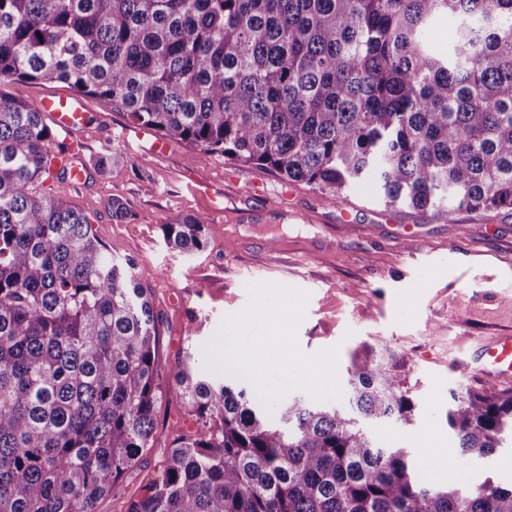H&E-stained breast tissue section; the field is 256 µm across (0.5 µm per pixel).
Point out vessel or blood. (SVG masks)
I'll use <instances>...</instances> for the list:
<instances>
[{"instance_id":"obj_1","label":"vessel or blood","mask_w":512,"mask_h":512,"mask_svg":"<svg viewBox=\"0 0 512 512\" xmlns=\"http://www.w3.org/2000/svg\"><path fill=\"white\" fill-rule=\"evenodd\" d=\"M41 108L50 115L54 125L65 136L66 149L57 153L52 163L53 168L66 169L67 177L72 183H83L86 179V171L77 162L83 146L79 141L73 140L72 134L87 123L86 112L78 102L65 96L43 98ZM482 357L486 373L490 378L502 385H512L511 334L497 336L483 342Z\"/></svg>"}]
</instances>
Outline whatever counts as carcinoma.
<instances>
[{
  "label": "carcinoma",
  "mask_w": 512,
  "mask_h": 512,
  "mask_svg": "<svg viewBox=\"0 0 512 512\" xmlns=\"http://www.w3.org/2000/svg\"><path fill=\"white\" fill-rule=\"evenodd\" d=\"M457 21L448 53L430 23ZM55 80L205 155L332 203L369 180L388 206L512 210V0H0V512H99L178 399L201 420L127 512H512V487H434L372 428L409 423L405 378L372 358L341 405L271 420L192 355L161 373L152 304L88 215L43 189L64 150L36 102ZM207 218L162 225L189 256ZM461 456L512 440V389L453 395Z\"/></svg>",
  "instance_id": "cac0c4a2"
}]
</instances>
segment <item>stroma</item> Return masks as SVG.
I'll list each match as a JSON object with an SVG mask.
<instances>
[{
  "label": "stroma",
  "mask_w": 512,
  "mask_h": 512,
  "mask_svg": "<svg viewBox=\"0 0 512 512\" xmlns=\"http://www.w3.org/2000/svg\"><path fill=\"white\" fill-rule=\"evenodd\" d=\"M80 102L90 118L76 137L80 161L92 166L118 154L107 175L81 185L53 178L51 194L84 209L94 235L115 258L132 260L148 289L164 376L186 353L203 347L222 319L249 302L247 286L273 282L307 294L295 343L307 357L337 352V380L381 358L407 380L416 404L411 423L392 422L374 437L406 449L434 484L453 470L465 487L494 477L512 485V447L489 456H458L445 422L453 394L488 389L477 347L512 333V211H453L447 221L384 204L372 183L352 187L344 203L285 183L269 170L205 156L186 144L162 140L97 98ZM130 216L112 218L113 200ZM186 214L207 217V246L188 257L169 249L162 227ZM201 426L179 402L163 404L154 443L99 512H126L164 467L178 438Z\"/></svg>",
  "instance_id": "stroma-1"
}]
</instances>
